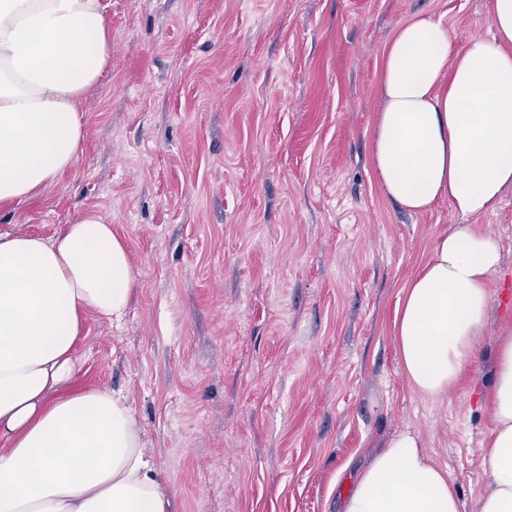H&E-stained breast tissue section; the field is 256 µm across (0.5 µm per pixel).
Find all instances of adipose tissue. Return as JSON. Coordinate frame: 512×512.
<instances>
[{
    "instance_id": "adipose-tissue-1",
    "label": "adipose tissue",
    "mask_w": 512,
    "mask_h": 512,
    "mask_svg": "<svg viewBox=\"0 0 512 512\" xmlns=\"http://www.w3.org/2000/svg\"><path fill=\"white\" fill-rule=\"evenodd\" d=\"M104 0H0V210L40 196L76 164L82 102L112 56ZM491 38L454 50L442 20L400 23L379 67L371 161L412 213L439 200L450 225L405 285L394 319L403 373L451 392L475 359L501 241L473 224L512 188V0H490ZM127 247L83 212L51 240L0 232V512H168L132 409L74 386L86 315L120 320L132 296ZM480 512H512V325L499 336ZM341 512H459L455 484L415 436L390 439Z\"/></svg>"
}]
</instances>
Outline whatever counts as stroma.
Segmentation results:
<instances>
[{"label": "stroma", "instance_id": "1", "mask_svg": "<svg viewBox=\"0 0 512 512\" xmlns=\"http://www.w3.org/2000/svg\"><path fill=\"white\" fill-rule=\"evenodd\" d=\"M112 61L84 99L86 142L0 232L56 236L88 209L122 235L125 317L88 316L75 381L125 398L170 512H337L409 433L479 512L480 399L512 321V189L478 224L502 241L476 360L449 394L398 361L402 289L447 201L409 213L371 165L378 65L396 26L487 35L488 0H106Z\"/></svg>", "mask_w": 512, "mask_h": 512}]
</instances>
